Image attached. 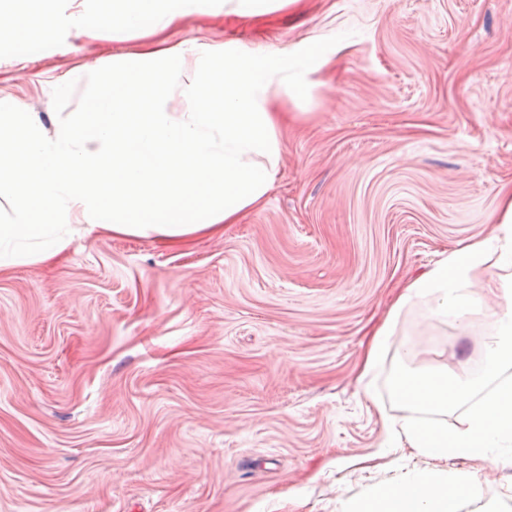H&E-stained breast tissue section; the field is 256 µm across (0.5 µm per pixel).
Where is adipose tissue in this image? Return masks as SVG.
Segmentation results:
<instances>
[{
    "label": "adipose tissue",
    "mask_w": 512,
    "mask_h": 512,
    "mask_svg": "<svg viewBox=\"0 0 512 512\" xmlns=\"http://www.w3.org/2000/svg\"><path fill=\"white\" fill-rule=\"evenodd\" d=\"M116 2L113 25L156 36L190 17L247 18L295 0ZM299 80L286 55L233 40L184 43L146 47L135 68L98 76L94 112L58 122L53 133L16 123L14 105H0V183L14 202L11 220L0 224V272L56 259L82 230L170 246L223 233L263 203L277 178L281 118L272 105ZM182 100L192 108L176 111ZM501 209L490 238L443 254L408 282L374 333L365 371L383 366L391 351L399 361L390 394L401 413L383 418L392 447L512 468V192ZM415 302L463 332L470 314H486L478 373L411 368L408 347L391 349L390 336ZM478 493L474 473L414 468L357 512H448L449 503Z\"/></svg>",
    "instance_id": "ef3b65f1"
}]
</instances>
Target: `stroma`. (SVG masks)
<instances>
[{
    "mask_svg": "<svg viewBox=\"0 0 512 512\" xmlns=\"http://www.w3.org/2000/svg\"><path fill=\"white\" fill-rule=\"evenodd\" d=\"M42 3L51 36L0 40V100L50 130L144 40L105 22L112 0L0 11ZM166 38L304 57L279 105L299 118L263 206L223 235L86 233L59 264L0 274V512H345L414 467L479 476L454 512H512V470L390 450L394 357L361 379L397 289L500 220L512 0H299ZM470 322L417 303L390 345L464 375L487 329Z\"/></svg>",
    "mask_w": 512,
    "mask_h": 512,
    "instance_id": "35a3bbf8",
    "label": "stroma"
}]
</instances>
